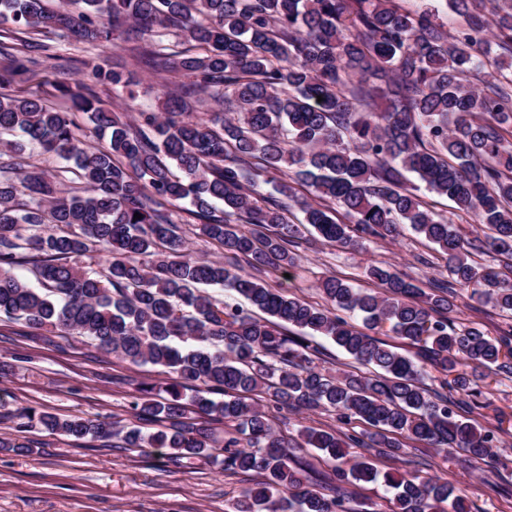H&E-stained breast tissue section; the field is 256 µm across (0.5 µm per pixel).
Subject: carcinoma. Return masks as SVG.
<instances>
[{"label": "carcinoma", "mask_w": 512, "mask_h": 512, "mask_svg": "<svg viewBox=\"0 0 512 512\" xmlns=\"http://www.w3.org/2000/svg\"><path fill=\"white\" fill-rule=\"evenodd\" d=\"M47 2L0 0V25L109 43L130 24L133 69L80 61L87 81L63 89L62 110L5 92L12 77L37 74L33 53L46 45L5 54L0 156L19 150L20 133L67 165L0 164V315L36 333L87 336L132 364L162 368L170 382L137 387L128 424L20 408L3 414L12 430L37 423L77 440L117 436L125 448L163 450L175 467L204 459L264 475L235 512H376L349 489L358 482L384 486L398 512H467L446 480L396 476L366 459L343 464L349 448L398 457L411 442L478 462L508 433L482 432L457 409L490 406L477 372L512 378V326L492 339L449 314L469 289L512 317V0H447L466 17L451 36L433 10L401 11L395 0ZM175 30L204 52L173 58ZM173 69L192 82L166 97L163 116L140 112L130 123L95 91L111 89L129 108L138 71L163 80ZM201 92L224 111L192 118ZM90 133L105 144L89 146ZM407 172L491 233L463 235L415 194ZM271 182L275 194L266 195ZM297 184L318 202L299 200ZM215 200L224 203L219 215ZM172 208L232 262L187 253ZM403 224L447 261V278L428 292L379 264L366 276L380 292L324 277L326 305L262 279L268 268L294 266L307 234L359 246L398 237ZM486 251L509 273L471 259ZM96 253L107 256L99 270L87 263ZM22 264L40 287L13 274ZM215 285L242 301L205 291ZM386 323L420 360L370 335ZM317 336L347 352L351 370L319 369ZM252 392L267 408L242 399ZM283 410H331L337 428L305 427L289 447L270 418ZM208 420L232 424L224 440ZM140 421L158 430L146 434ZM301 448L335 458L333 477L316 487L291 467Z\"/></svg>", "instance_id": "cac0c4a2"}]
</instances>
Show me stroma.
Listing matches in <instances>:
<instances>
[{"instance_id": "35a3bbf8", "label": "stroma", "mask_w": 512, "mask_h": 512, "mask_svg": "<svg viewBox=\"0 0 512 512\" xmlns=\"http://www.w3.org/2000/svg\"><path fill=\"white\" fill-rule=\"evenodd\" d=\"M53 58L44 59L35 77L16 78L9 91L18 97H37L52 107L64 105L60 85L80 80V59L102 56L126 59L123 39L110 43L71 44L53 37ZM186 76L170 73L165 81L142 77L136 88L137 107L162 112L166 92L188 84ZM302 260L290 271H269L272 287L322 303L319 279L335 275L357 288H372L365 268L373 262L392 265L422 288L445 273L444 259L433 246L410 231L397 239L379 240L365 247H337L316 243L300 247ZM457 318L499 336L507 320L498 309L461 293L455 300ZM0 361L11 362L0 377V408L32 407L60 416L80 414L105 421L129 420L128 404L139 383H165L160 368L134 366L98 349L79 336L50 333L27 336L20 324L0 316ZM477 385L492 406L474 412L479 430L495 429L499 416H512V381L490 378ZM31 452L0 448V512H230L257 475L230 474L205 461L187 468L165 463L153 448H123L118 438L83 442L32 429L21 433ZM351 458H370L380 470H415L421 476L448 480L465 497L469 512H512V433L501 436L495 457L480 462L445 458L424 443L411 444L400 460L378 455L373 448H354Z\"/></svg>"}]
</instances>
